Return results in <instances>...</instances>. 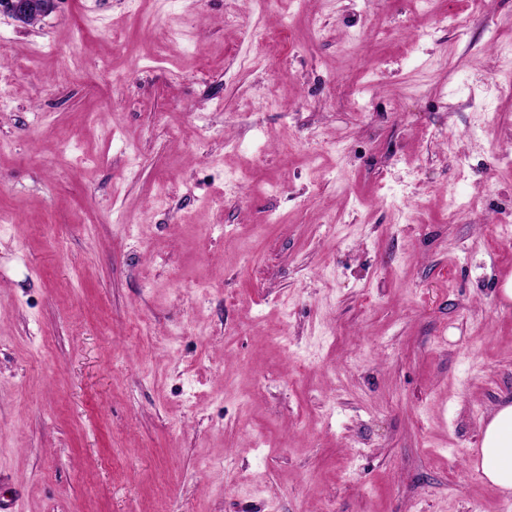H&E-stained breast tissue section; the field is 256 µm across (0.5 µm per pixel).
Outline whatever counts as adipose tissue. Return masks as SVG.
Masks as SVG:
<instances>
[{
  "label": "adipose tissue",
  "instance_id": "1",
  "mask_svg": "<svg viewBox=\"0 0 512 512\" xmlns=\"http://www.w3.org/2000/svg\"><path fill=\"white\" fill-rule=\"evenodd\" d=\"M470 465L496 491L512 493V403L493 410Z\"/></svg>",
  "mask_w": 512,
  "mask_h": 512
}]
</instances>
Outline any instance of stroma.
Segmentation results:
<instances>
[{"instance_id": "obj_1", "label": "stroma", "mask_w": 512, "mask_h": 512, "mask_svg": "<svg viewBox=\"0 0 512 512\" xmlns=\"http://www.w3.org/2000/svg\"><path fill=\"white\" fill-rule=\"evenodd\" d=\"M508 45L512 0L0 14V498L512 512L469 465L512 402Z\"/></svg>"}]
</instances>
